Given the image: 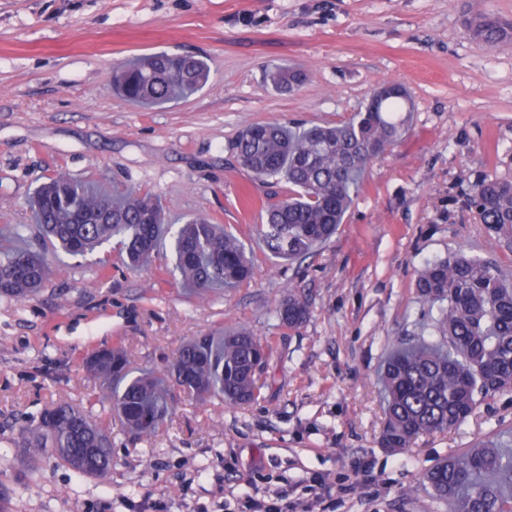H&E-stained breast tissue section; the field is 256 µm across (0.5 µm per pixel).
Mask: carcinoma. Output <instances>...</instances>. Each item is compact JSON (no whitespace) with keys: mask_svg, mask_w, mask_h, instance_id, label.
<instances>
[{"mask_svg":"<svg viewBox=\"0 0 512 512\" xmlns=\"http://www.w3.org/2000/svg\"><path fill=\"white\" fill-rule=\"evenodd\" d=\"M474 33L494 48L512 39V21L483 14ZM209 70L192 56L153 55L120 65L112 91L141 105L187 98L207 82ZM407 100L403 87L376 91L364 110L343 124L313 126L293 134L277 122L245 129L235 149L240 164L257 179L283 178L288 195L264 207L257 225L266 249L293 259L328 241L344 222L358 184L373 160L403 134L397 117ZM492 238L512 243V183L487 175L466 200ZM39 230L54 247L85 256L115 244L130 269L150 265L166 222L147 191L120 202L88 191L58 172L33 194ZM0 231V297L24 299L54 274L44 254L7 245ZM175 272L205 296L217 285L237 286L253 275L244 242L203 217L187 220L173 241ZM419 299L437 307L440 343L418 341L393 352L382 373L386 392L381 446L404 451L422 434L451 430L473 412L478 395L512 391V277L491 262L459 252L427 264L416 284ZM276 315L290 329L309 317L306 299L294 290ZM268 342L241 327L217 341L186 342L169 366L174 383L188 394L220 404L244 405L255 398L266 373ZM103 380L110 400L134 440L147 442L171 414L167 398L151 378L132 372L126 350L106 348L87 360ZM26 454L47 452L76 472L104 479L112 471V435L90 408L61 402L31 421ZM427 489L448 503V512H512V451L488 445L460 450L435 464Z\"/></svg>","mask_w":512,"mask_h":512,"instance_id":"carcinoma-1","label":"carcinoma"}]
</instances>
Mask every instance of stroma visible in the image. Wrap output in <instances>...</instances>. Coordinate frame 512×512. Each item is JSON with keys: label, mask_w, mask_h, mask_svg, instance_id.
Returning a JSON list of instances; mask_svg holds the SVG:
<instances>
[{"label": "stroma", "mask_w": 512, "mask_h": 512, "mask_svg": "<svg viewBox=\"0 0 512 512\" xmlns=\"http://www.w3.org/2000/svg\"><path fill=\"white\" fill-rule=\"evenodd\" d=\"M512 19V0H0V225L28 224L39 177L65 170L104 188L151 191L172 223L204 214L246 244L249 282L198 298L171 273L163 245L130 270L106 247L47 251L55 274L22 301L0 297V483L7 512H236L248 487L310 499L323 512H448L425 473L458 450L512 444V392L479 398L456 429L402 453L379 445V369L417 338L428 307L415 295L426 261L457 250L512 272L465 207L488 174L512 182V42L488 49L466 25ZM155 53L202 58L196 94L147 108L112 91L114 67ZM306 79L290 93L270 73ZM391 82L409 93L406 134L372 162L336 234L304 258L271 256L254 230L283 181L239 164L241 131L348 122ZM109 259L101 269L100 259ZM298 289L310 317L296 330L274 306ZM243 326L272 346L254 402L215 408L174 391L151 443L113 423L112 472L79 475L47 454L20 461L32 416L61 400L92 404L101 382L84 361L123 343L136 366L164 376L186 340Z\"/></svg>", "instance_id": "stroma-1"}]
</instances>
